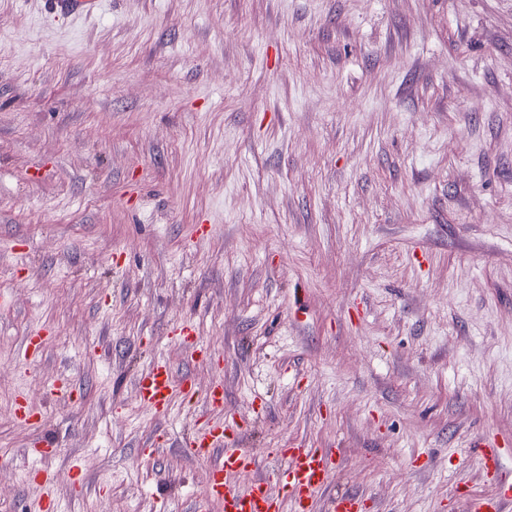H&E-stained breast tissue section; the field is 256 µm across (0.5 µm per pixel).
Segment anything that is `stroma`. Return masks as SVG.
<instances>
[{
  "label": "stroma",
  "instance_id": "1",
  "mask_svg": "<svg viewBox=\"0 0 512 512\" xmlns=\"http://www.w3.org/2000/svg\"><path fill=\"white\" fill-rule=\"evenodd\" d=\"M230 413L365 512L512 484V0H0V512H191ZM142 405L156 416H165L175 398L176 391L188 399L195 394L194 381L185 377L178 388L173 384L170 366L163 360H154L136 380Z\"/></svg>",
  "mask_w": 512,
  "mask_h": 512
}]
</instances>
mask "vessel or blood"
Segmentation results:
<instances>
[{"label":"vessel or blood","instance_id":"vessel-or-blood-1","mask_svg":"<svg viewBox=\"0 0 512 512\" xmlns=\"http://www.w3.org/2000/svg\"><path fill=\"white\" fill-rule=\"evenodd\" d=\"M142 405L157 416L166 415L175 396L193 398L191 378L174 383L170 366L154 360L136 380ZM243 428L236 417L225 418L223 425L198 427L188 449L208 460L210 479L192 504V512H282L290 504L291 512H312L314 501L325 488L336 468V452L331 448H313L293 443L273 449L277 469L263 473L255 455L242 448ZM280 492H273L272 482ZM364 502L353 493L330 496L327 512H363Z\"/></svg>","mask_w":512,"mask_h":512}]
</instances>
